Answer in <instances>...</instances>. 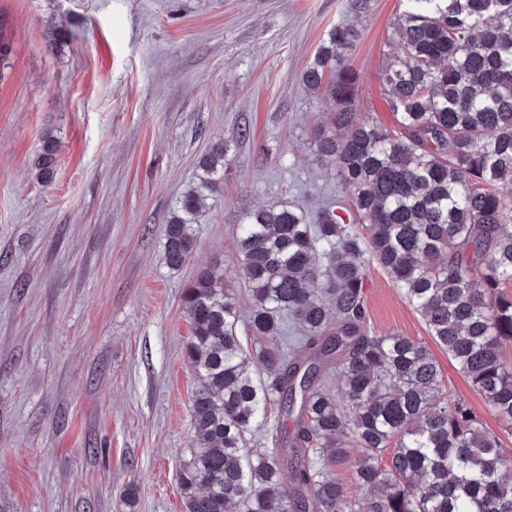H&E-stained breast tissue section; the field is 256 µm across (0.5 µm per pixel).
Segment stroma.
<instances>
[{
	"label": "stroma",
	"instance_id": "stroma-1",
	"mask_svg": "<svg viewBox=\"0 0 512 512\" xmlns=\"http://www.w3.org/2000/svg\"><path fill=\"white\" fill-rule=\"evenodd\" d=\"M403 0H0V512H183L178 470L198 385L182 301L220 265L252 301L233 238L247 210L343 201L307 129L332 102L301 73L327 30L359 32L363 118L397 129L386 42ZM248 136H241V129ZM57 138L51 181L35 166ZM236 142L196 248L168 267L164 228L210 138ZM368 324L424 343L450 393L483 402L384 270Z\"/></svg>",
	"mask_w": 512,
	"mask_h": 512
}]
</instances>
